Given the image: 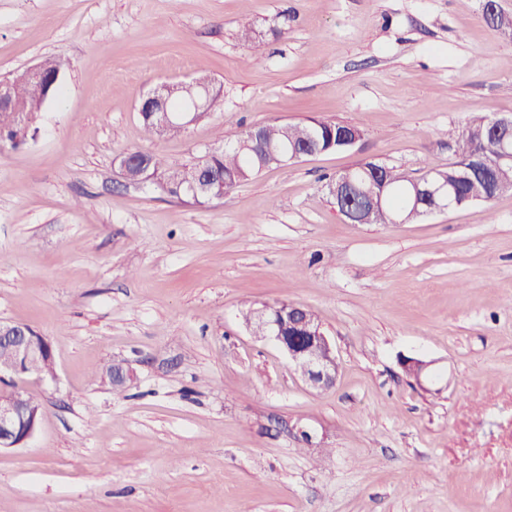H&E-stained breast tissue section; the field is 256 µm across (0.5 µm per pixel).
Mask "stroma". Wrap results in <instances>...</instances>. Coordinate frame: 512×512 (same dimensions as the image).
I'll use <instances>...</instances> for the list:
<instances>
[{
  "label": "stroma",
  "mask_w": 512,
  "mask_h": 512,
  "mask_svg": "<svg viewBox=\"0 0 512 512\" xmlns=\"http://www.w3.org/2000/svg\"><path fill=\"white\" fill-rule=\"evenodd\" d=\"M47 57L61 90L0 151V318L46 336L56 378L25 385L43 417L0 451V512H512V193L351 224L329 192L366 161L447 168L470 120L512 115L483 0H0V80ZM198 77L222 105L147 141L141 98ZM312 118L364 136L221 200L119 168ZM281 302L323 324L332 388L247 329ZM113 359L119 394L92 375Z\"/></svg>",
  "instance_id": "obj_1"
}]
</instances>
